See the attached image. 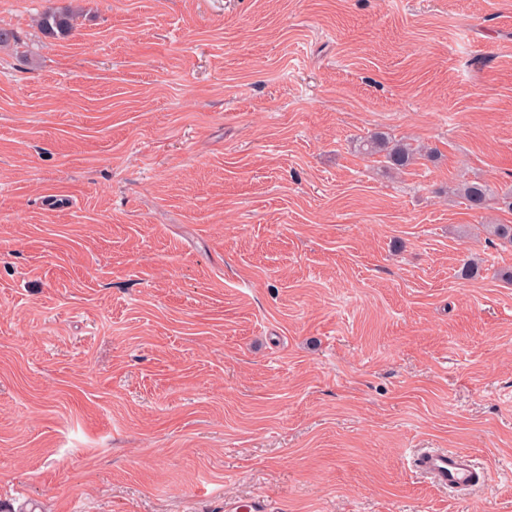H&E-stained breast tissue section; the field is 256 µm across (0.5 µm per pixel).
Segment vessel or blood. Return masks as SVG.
Listing matches in <instances>:
<instances>
[{
	"label": "vessel or blood",
	"instance_id": "1",
	"mask_svg": "<svg viewBox=\"0 0 512 512\" xmlns=\"http://www.w3.org/2000/svg\"><path fill=\"white\" fill-rule=\"evenodd\" d=\"M417 473L433 483L455 490H463L482 483L469 455L448 448H431L419 452L414 459Z\"/></svg>",
	"mask_w": 512,
	"mask_h": 512
}]
</instances>
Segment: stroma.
<instances>
[{"mask_svg":"<svg viewBox=\"0 0 512 512\" xmlns=\"http://www.w3.org/2000/svg\"><path fill=\"white\" fill-rule=\"evenodd\" d=\"M60 2L0 0V512H512V0ZM74 20L70 6H49L37 17L36 24L46 36L61 39L72 32ZM390 143L380 134L371 135L360 145V149L365 154H374L385 152L386 159L396 170H403L416 160L417 152L405 144L396 143L390 146ZM461 196L472 210L485 209L490 201L489 187L479 181H472L463 185L460 189ZM417 473L433 483L455 490L474 487L483 482L469 455L448 448H430L414 458Z\"/></svg>","mask_w":512,"mask_h":512,"instance_id":"stroma-1","label":"stroma"}]
</instances>
